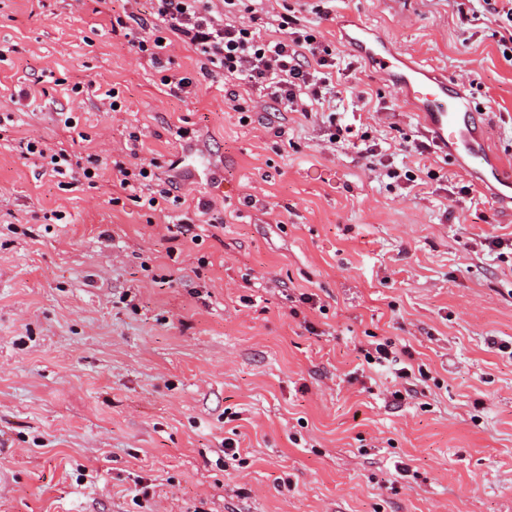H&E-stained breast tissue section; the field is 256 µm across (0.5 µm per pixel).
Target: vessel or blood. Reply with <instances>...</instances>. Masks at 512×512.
I'll use <instances>...</instances> for the list:
<instances>
[{"label":"vessel or blood","instance_id":"obj_1","mask_svg":"<svg viewBox=\"0 0 512 512\" xmlns=\"http://www.w3.org/2000/svg\"><path fill=\"white\" fill-rule=\"evenodd\" d=\"M344 39L387 82L402 89L428 136L449 157L464 164L478 185L512 194V167L488 147L472 99L459 85L409 64L403 52L389 39L375 34L370 25L354 24Z\"/></svg>","mask_w":512,"mask_h":512}]
</instances>
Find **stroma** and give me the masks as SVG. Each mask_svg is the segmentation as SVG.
<instances>
[{"mask_svg":"<svg viewBox=\"0 0 512 512\" xmlns=\"http://www.w3.org/2000/svg\"><path fill=\"white\" fill-rule=\"evenodd\" d=\"M278 3L367 85L337 122L426 184L327 149L313 117L285 113L274 137L261 99L241 116L222 78L172 96L113 31L116 0H0V512H512V355L487 344L512 343V264L481 245L512 240V213L440 152L401 151L425 134L416 112L339 33L367 22L457 81L512 161L497 26L462 24L452 0ZM35 77V99L11 100ZM26 135L76 161H156L181 199L161 213L78 171L61 185ZM199 195L223 227L174 238ZM379 343L409 351L412 376L367 364Z\"/></svg>","mask_w":512,"mask_h":512,"instance_id":"obj_1","label":"stroma"}]
</instances>
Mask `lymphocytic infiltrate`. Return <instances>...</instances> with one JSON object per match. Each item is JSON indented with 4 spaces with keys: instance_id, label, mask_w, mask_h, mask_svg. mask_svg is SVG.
Masks as SVG:
<instances>
[{
    "instance_id": "obj_1",
    "label": "lymphocytic infiltrate",
    "mask_w": 512,
    "mask_h": 512,
    "mask_svg": "<svg viewBox=\"0 0 512 512\" xmlns=\"http://www.w3.org/2000/svg\"><path fill=\"white\" fill-rule=\"evenodd\" d=\"M123 2L129 7L128 18L140 28L163 27L175 41L203 57L199 78L171 79L172 95L195 94L200 80L219 76L235 88L230 99L236 111L245 109L236 92L237 87L245 86L283 111L307 118L315 112L322 114L332 125L331 145L366 141V132L337 123L335 113L326 111V104L340 93L332 73V51L323 45L319 32L297 16L269 9L267 0H221L218 11L211 0H149V16L143 19L131 10L132 0ZM156 167L153 161L132 170L120 163L115 166L120 189L131 198H145L155 210L178 189L171 180L161 189H153Z\"/></svg>"
}]
</instances>
